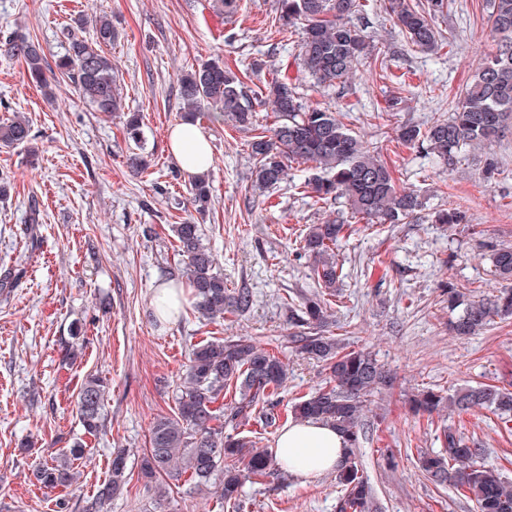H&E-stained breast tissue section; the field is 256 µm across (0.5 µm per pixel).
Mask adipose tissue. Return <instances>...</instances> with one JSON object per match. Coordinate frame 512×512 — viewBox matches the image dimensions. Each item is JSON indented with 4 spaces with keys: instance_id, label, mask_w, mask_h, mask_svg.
Returning <instances> with one entry per match:
<instances>
[{
    "instance_id": "adipose-tissue-1",
    "label": "adipose tissue",
    "mask_w": 512,
    "mask_h": 512,
    "mask_svg": "<svg viewBox=\"0 0 512 512\" xmlns=\"http://www.w3.org/2000/svg\"><path fill=\"white\" fill-rule=\"evenodd\" d=\"M169 151L181 170L190 176L206 172L211 163L208 138L191 123L179 124L171 130ZM344 453L341 434L318 420H289L273 447L275 459L304 482L336 469Z\"/></svg>"
}]
</instances>
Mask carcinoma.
I'll return each instance as SVG.
<instances>
[{"label":"carcinoma","instance_id":"1","mask_svg":"<svg viewBox=\"0 0 512 512\" xmlns=\"http://www.w3.org/2000/svg\"><path fill=\"white\" fill-rule=\"evenodd\" d=\"M385 8L408 45L424 53L442 49L444 38L434 18L443 12L444 0H387ZM362 11L360 0H279L278 33L288 36L299 31L294 63L300 81L313 87L344 86L354 70L367 58L365 29L352 22ZM492 33L501 40L497 53L472 76L461 93L452 116L437 119L426 128L405 125L399 139L405 145H420L452 166L465 148L481 149L506 129H512V0H492ZM94 39L73 37L65 54L56 62L60 74L70 78L83 100L96 112L110 115L122 107L112 59L104 48L118 39L112 20H95ZM0 55L20 58L30 78L46 82V57L39 42L15 34L0 41ZM183 108L211 116L213 112L239 128L256 123L255 110L243 90V82L224 62L211 59L185 73L179 80ZM277 121L271 135H256L251 143L255 159L254 186L264 191L287 176L288 163L309 165L313 174L306 181L313 197L322 202L343 198L352 214L369 224H401L415 218L424 208L420 196L396 185L386 162L348 128L335 112L307 106L299 84L291 79H273L265 87ZM29 121L15 116L0 122V143L18 146L30 140ZM192 203L199 211L208 204V186L199 176L191 188ZM463 212L457 207L433 212L434 224H460ZM42 214L36 200L28 206L27 231L37 240ZM348 225L336 220L313 224L304 239V249L313 263L310 276L321 289L319 299L310 302L297 318L296 327L308 325L311 335L295 336L300 353L325 364L329 381L300 398L291 408L295 419H318L332 425L345 439V458L336 469L344 494L337 512H379L373 487L360 468L357 449L362 438L361 418L365 397L386 383L383 367L368 352L348 350L331 336L319 332L331 322L330 298L343 277V264L336 249ZM175 247L183 258L186 278L199 317L214 321L227 313L243 312L250 299L231 293L224 276L215 270L216 260L203 243L200 225L190 221L173 227ZM495 274L512 280V247L493 254ZM24 277L19 265L0 269V293L8 295ZM448 308L458 309L452 330L458 336H473L494 318L512 315V292L502 291L493 299L464 303L460 293L448 287ZM288 379V365L252 339L202 341L192 348L177 412L158 418L150 429L149 448L142 459L141 474L154 481L151 490L157 500L167 498L169 481L182 479L198 490L215 489L217 497L234 510L240 509L242 484L258 481L270 473L272 454L256 442L236 435H224V388L235 385L239 400L230 406L233 419H248L255 406L267 404L266 424H276L272 396ZM104 382L89 374L76 398V409L85 433L95 436L102 429ZM488 408L503 417L512 416V391L493 386L464 389L447 398L427 389L412 399V409L429 418L446 409L463 414L473 408ZM445 453L422 456V469L438 483H448L475 503L476 512H512V483L500 473L477 464L484 449L452 431L445 434ZM84 455L81 444L57 454L34 470L36 481L46 490L71 485L76 479L74 462ZM224 468V480L214 486L212 478ZM126 457L120 451L112 459L110 478L103 482L86 512H102L125 484Z\"/></svg>","mask_w":512,"mask_h":512}]
</instances>
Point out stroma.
<instances>
[{
  "instance_id": "35a3bbf8",
  "label": "stroma",
  "mask_w": 512,
  "mask_h": 512,
  "mask_svg": "<svg viewBox=\"0 0 512 512\" xmlns=\"http://www.w3.org/2000/svg\"><path fill=\"white\" fill-rule=\"evenodd\" d=\"M361 2L372 55L387 70L361 63L350 87L304 85L303 100L339 112L426 209L462 206L465 223L368 226L346 204L314 202L303 189L309 171L297 164L285 182L256 192L253 131L206 118L198 125L212 149L211 201L205 212L192 208L191 179L166 149L182 121L178 78L222 59L253 98L259 128L271 129L275 114L262 91L293 66L298 43L277 32V0H241L231 18L215 0H0V39L26 33L51 63L64 54L69 30L92 38V27L77 28V20L111 16L117 83L126 111L140 114L145 139L136 146L123 117L93 111L71 81L53 74L41 89L23 61L0 56V120L20 112L31 125L29 145H0V266L26 271L0 296V512H84L119 449L127 454L126 483L104 512H232L184 482L156 503L140 472L150 428L173 414L189 351L204 340L249 336L287 363L288 380L276 394L283 419L325 384L324 365L297 353L288 310L317 292L302 239L330 219L352 227L338 244L345 276L330 334L371 352L392 377L366 399L359 449L382 512H474L473 502L419 468L421 455L445 448L448 428L478 442L482 465L512 481V422L485 408L429 420L409 405L427 388L448 395L484 383L512 391V319L475 336L448 329L449 288L478 301L503 287L491 255L512 246V131L452 167L398 139L403 125L424 128L454 112L473 71L497 48L491 8L488 0H452L436 25L454 45L426 55L405 43L380 0ZM140 148L151 161L136 174L127 159ZM489 158L497 171L487 180ZM33 199L42 212L35 248L25 233ZM186 221L200 224L226 287L249 292L248 311L209 322L188 301L173 321L157 315L158 288L186 281L171 232ZM90 374L107 385L105 427L95 436L85 434L75 406ZM77 442L85 448L77 482L35 491V467ZM340 494L335 472L304 483L282 468L242 489L246 512H336Z\"/></svg>"
}]
</instances>
